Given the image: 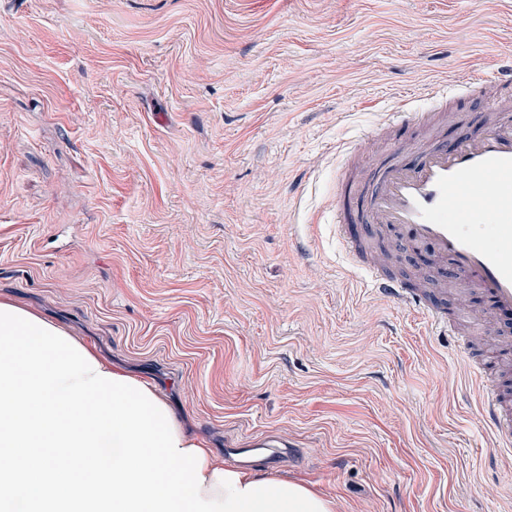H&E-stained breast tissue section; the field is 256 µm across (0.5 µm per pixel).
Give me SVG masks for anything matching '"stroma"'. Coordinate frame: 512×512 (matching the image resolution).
Wrapping results in <instances>:
<instances>
[{"instance_id": "1", "label": "stroma", "mask_w": 512, "mask_h": 512, "mask_svg": "<svg viewBox=\"0 0 512 512\" xmlns=\"http://www.w3.org/2000/svg\"><path fill=\"white\" fill-rule=\"evenodd\" d=\"M512 58V0H0V296L157 385L217 461L337 512H512L448 335L362 282L331 209L396 97ZM395 269L438 276L429 252ZM248 447H257L265 449L267 452L262 453L261 461L265 464H276L284 458H290L295 454V450L288 447V443L280 441H251Z\"/></svg>"}]
</instances>
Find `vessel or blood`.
I'll return each mask as SVG.
<instances>
[{"label": "vessel or blood", "mask_w": 512, "mask_h": 512, "mask_svg": "<svg viewBox=\"0 0 512 512\" xmlns=\"http://www.w3.org/2000/svg\"><path fill=\"white\" fill-rule=\"evenodd\" d=\"M461 85L494 95L512 89V78L472 72ZM433 120L434 114L409 112L401 97L386 113L383 127L390 130L410 121L427 129ZM476 122L477 131L462 132L452 142L434 138L414 144L412 164L400 160L405 144L389 140L380 149L375 138H367L351 153L368 175L367 186L344 179L336 193V237L355 266L365 270L367 286L429 329L449 333L455 332L456 322L443 305L407 288L361 252L360 227L398 229L403 244L428 247L465 289L477 288L485 313H512V102L499 100ZM475 413L503 449L512 448V407L497 385H484ZM257 446L268 465L293 454L280 441L261 440Z\"/></svg>", "instance_id": "obj_1"}]
</instances>
